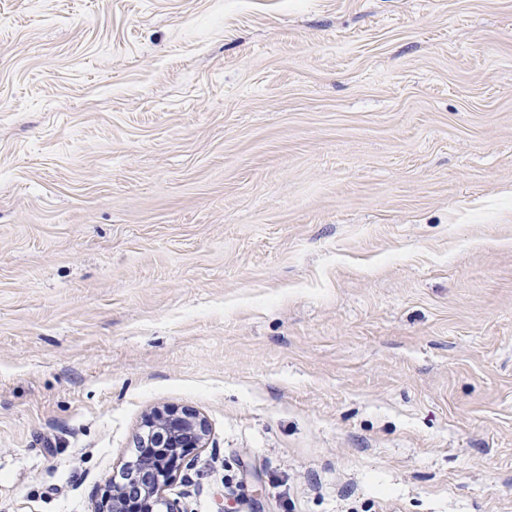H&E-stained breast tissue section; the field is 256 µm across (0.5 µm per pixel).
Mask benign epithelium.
I'll use <instances>...</instances> for the list:
<instances>
[{
    "label": "benign epithelium",
    "instance_id": "1",
    "mask_svg": "<svg viewBox=\"0 0 512 512\" xmlns=\"http://www.w3.org/2000/svg\"><path fill=\"white\" fill-rule=\"evenodd\" d=\"M137 438L138 454L121 468L122 483L109 482L100 512H179L164 496L181 474L190 451L206 445L205 420L191 410H157Z\"/></svg>",
    "mask_w": 512,
    "mask_h": 512
}]
</instances>
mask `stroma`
Masks as SVG:
<instances>
[{"label":"stroma","instance_id":"stroma-1","mask_svg":"<svg viewBox=\"0 0 512 512\" xmlns=\"http://www.w3.org/2000/svg\"><path fill=\"white\" fill-rule=\"evenodd\" d=\"M512 512V0H0V512ZM137 438L138 454L121 468L122 483L106 486L98 512H179L163 495L181 474L191 450L205 448L208 428L196 412L156 410ZM157 448H169L160 453Z\"/></svg>","mask_w":512,"mask_h":512}]
</instances>
